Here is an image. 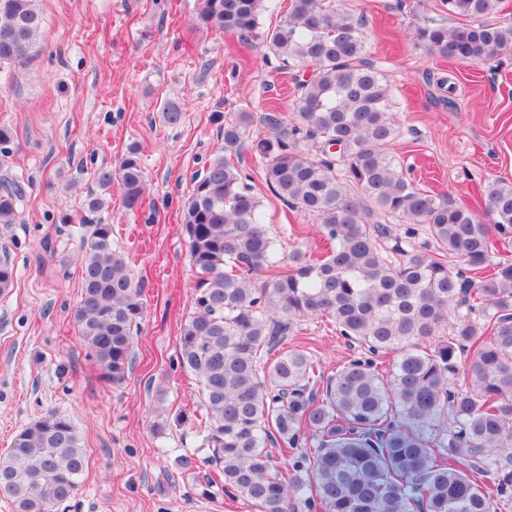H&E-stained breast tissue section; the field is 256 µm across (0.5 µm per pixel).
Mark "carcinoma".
<instances>
[{"instance_id": "carcinoma-1", "label": "carcinoma", "mask_w": 512, "mask_h": 512, "mask_svg": "<svg viewBox=\"0 0 512 512\" xmlns=\"http://www.w3.org/2000/svg\"><path fill=\"white\" fill-rule=\"evenodd\" d=\"M267 0H202L207 27L257 39L295 82L294 122L276 105L249 138L253 115L224 123L222 154L193 178L185 218L196 273L193 311L181 327L178 365L200 386V447L224 476V494L254 512H496L512 500V183L484 184L483 216L417 187L388 148L398 127L381 60L366 51L365 21L335 0H290L274 30L259 31ZM500 0H442L453 27L420 18L414 47L461 64L512 49V22L489 20ZM38 0H0V78L37 51ZM266 164L272 193L322 224L320 255L280 254L262 203L234 156L243 147ZM122 203H143L136 146L121 158ZM84 212L109 207L112 170L96 172ZM21 182L0 177V224L21 218ZM427 226L431 243L381 251L388 228L374 210ZM81 233L82 294L73 317L103 377L121 384L135 363L144 285L112 225ZM79 225V228L86 227ZM465 269L454 271L452 259ZM14 281L0 259V294ZM331 319L361 348L329 379L302 350L268 357L298 322ZM315 449L295 450L306 435ZM88 458L76 427L49 410L0 452V494L15 512L69 507ZM484 473L489 483L475 477Z\"/></svg>"}]
</instances>
